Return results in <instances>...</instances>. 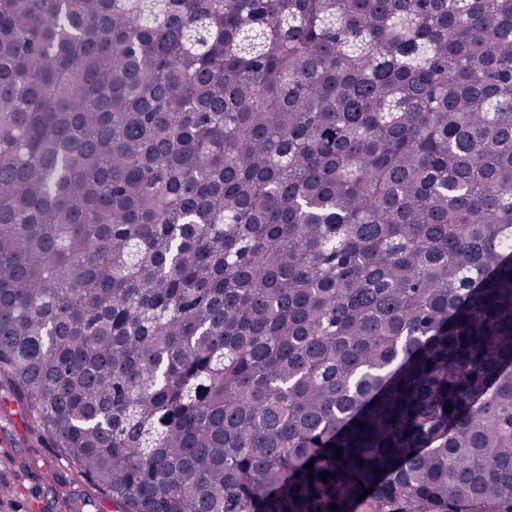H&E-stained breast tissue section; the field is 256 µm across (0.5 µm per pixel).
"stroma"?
<instances>
[{"label": "stroma", "instance_id": "obj_1", "mask_svg": "<svg viewBox=\"0 0 512 512\" xmlns=\"http://www.w3.org/2000/svg\"><path fill=\"white\" fill-rule=\"evenodd\" d=\"M0 512H116L0 386Z\"/></svg>", "mask_w": 512, "mask_h": 512}]
</instances>
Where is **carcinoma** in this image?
I'll use <instances>...</instances> for the list:
<instances>
[{
	"label": "carcinoma",
	"instance_id": "cac0c4a2",
	"mask_svg": "<svg viewBox=\"0 0 512 512\" xmlns=\"http://www.w3.org/2000/svg\"><path fill=\"white\" fill-rule=\"evenodd\" d=\"M0 381L118 512L511 502L512 0H0Z\"/></svg>",
	"mask_w": 512,
	"mask_h": 512
}]
</instances>
